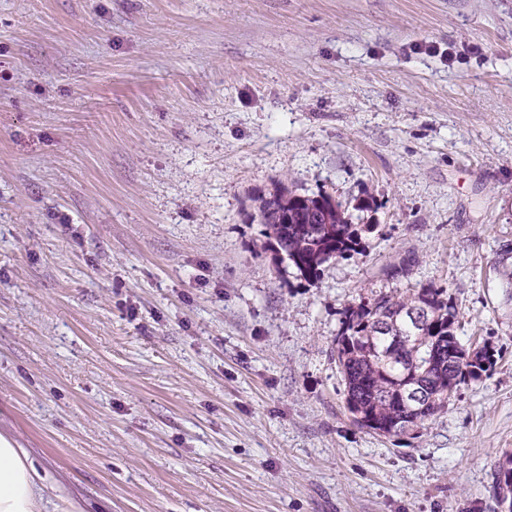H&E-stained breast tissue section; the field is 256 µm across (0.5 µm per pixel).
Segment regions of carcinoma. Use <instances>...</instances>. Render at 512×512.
<instances>
[{
  "mask_svg": "<svg viewBox=\"0 0 512 512\" xmlns=\"http://www.w3.org/2000/svg\"><path fill=\"white\" fill-rule=\"evenodd\" d=\"M260 223L276 252L305 278H315L333 259L360 253L362 228L353 215L329 194L306 195L280 191L263 201ZM421 303L428 321L417 327L404 313ZM456 309L446 289L423 284L405 295H383L372 304L346 309L343 330L336 339V365L343 377L346 404L354 422L383 436L417 430L448 408V393L479 380L493 366V354L474 352L457 339ZM387 319L394 335H383L377 324ZM426 387L433 403L426 407L405 400V388ZM512 466V452L495 465L491 497L496 506L512 502V480L504 478L503 463Z\"/></svg>",
  "mask_w": 512,
  "mask_h": 512,
  "instance_id": "obj_1",
  "label": "carcinoma"
}]
</instances>
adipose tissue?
<instances>
[{
  "mask_svg": "<svg viewBox=\"0 0 512 512\" xmlns=\"http://www.w3.org/2000/svg\"><path fill=\"white\" fill-rule=\"evenodd\" d=\"M43 500L28 450L0 435V512H40Z\"/></svg>",
  "mask_w": 512,
  "mask_h": 512,
  "instance_id": "1",
  "label": "adipose tissue"
}]
</instances>
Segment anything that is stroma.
I'll list each match as a JSON object with an SVG mask.
<instances>
[{
    "instance_id": "obj_1",
    "label": "stroma",
    "mask_w": 512,
    "mask_h": 512,
    "mask_svg": "<svg viewBox=\"0 0 512 512\" xmlns=\"http://www.w3.org/2000/svg\"><path fill=\"white\" fill-rule=\"evenodd\" d=\"M282 187L360 253L280 261ZM429 282L496 365L374 434L344 312ZM0 434L82 512H497L512 0H0ZM260 218L276 252L304 278H316L333 259L360 253L362 225L329 194L277 192L263 201Z\"/></svg>"
}]
</instances>
